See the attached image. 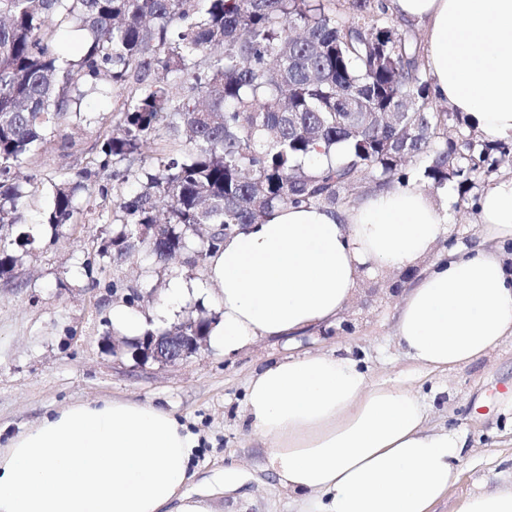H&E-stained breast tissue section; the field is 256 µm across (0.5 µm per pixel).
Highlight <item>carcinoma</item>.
<instances>
[{
  "label": "carcinoma",
  "instance_id": "1",
  "mask_svg": "<svg viewBox=\"0 0 512 512\" xmlns=\"http://www.w3.org/2000/svg\"><path fill=\"white\" fill-rule=\"evenodd\" d=\"M71 23L87 32L76 60L56 49ZM114 89L112 123L83 119L91 165L55 172L41 217L56 232L81 223L77 191L111 200L98 256L114 263L145 248L196 265L279 206L336 208L368 171L403 184L414 164L463 186L490 150L509 153L448 137L421 42L386 0H0V278L35 242L8 239L45 180L33 159L84 98ZM401 109L400 125L384 117Z\"/></svg>",
  "mask_w": 512,
  "mask_h": 512
}]
</instances>
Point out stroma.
<instances>
[{"label":"stroma","mask_w":512,"mask_h":512,"mask_svg":"<svg viewBox=\"0 0 512 512\" xmlns=\"http://www.w3.org/2000/svg\"><path fill=\"white\" fill-rule=\"evenodd\" d=\"M62 132L78 146L66 155L43 156L44 176L88 161L91 130L74 120ZM409 180L432 198L448 196L449 232L436 253L478 242L475 203L491 178L478 176L464 197L453 183L443 193L428 187L414 168ZM103 239L97 224L42 232L18 276L0 278V436L18 434L46 413L77 402L113 398L152 405L174 414L196 437L189 487L207 494L215 512H299L297 501L264 467L266 450L244 416L247 384L267 363L305 351L341 350L367 367L372 382L413 389L425 404L429 426L466 439L459 473L433 512H456L471 494L512 486L511 336L461 368L427 371L404 353L395 331L397 306L411 282L400 271L380 272L363 277L344 311L354 325L349 333L327 338L318 327L292 342L261 339L229 356L209 344L173 364L143 365L132 337L112 327V307L122 302L127 286L136 288L145 327L156 331L220 308L209 297L205 267L181 258L159 265L141 249L119 264L100 263L85 273L83 262L97 254ZM117 276L126 286L114 292L110 284ZM178 283L190 291L175 311L164 312L167 292ZM109 338L120 352L108 350Z\"/></svg>","instance_id":"35a3bbf8"}]
</instances>
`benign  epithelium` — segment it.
<instances>
[{"label": "benign epithelium", "mask_w": 512, "mask_h": 512, "mask_svg": "<svg viewBox=\"0 0 512 512\" xmlns=\"http://www.w3.org/2000/svg\"><path fill=\"white\" fill-rule=\"evenodd\" d=\"M206 342L203 323L191 320L163 332H147L136 342V358L143 364H171L195 354Z\"/></svg>", "instance_id": "obj_1"}]
</instances>
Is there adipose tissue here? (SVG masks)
<instances>
[{
  "instance_id": "adipose-tissue-1",
  "label": "adipose tissue",
  "mask_w": 512,
  "mask_h": 512,
  "mask_svg": "<svg viewBox=\"0 0 512 512\" xmlns=\"http://www.w3.org/2000/svg\"><path fill=\"white\" fill-rule=\"evenodd\" d=\"M423 23L434 97L484 138H512V0H390ZM481 238L434 256L448 207L417 186L380 189L353 209L277 208L227 236L210 258L221 322L212 341L233 354L336 318L362 275L429 259L397 317L401 349L431 370H453L512 336V178L478 201ZM245 416L265 468L305 512H431L457 474L466 442L426 424L413 390L370 382L334 352L275 361L250 380ZM195 437L171 413L103 400L45 415L0 446V512H214L190 494Z\"/></svg>"
}]
</instances>
